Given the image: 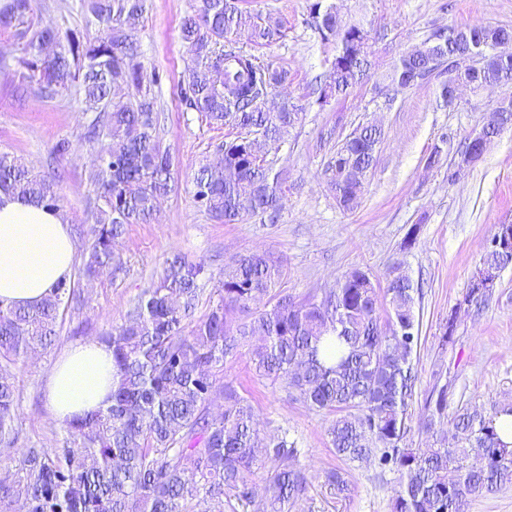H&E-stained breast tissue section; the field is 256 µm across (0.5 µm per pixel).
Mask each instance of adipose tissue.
Segmentation results:
<instances>
[{"label":"adipose tissue","mask_w":512,"mask_h":512,"mask_svg":"<svg viewBox=\"0 0 512 512\" xmlns=\"http://www.w3.org/2000/svg\"><path fill=\"white\" fill-rule=\"evenodd\" d=\"M75 243L63 215L0 195V299L39 303L68 279ZM112 394V352L104 344L69 347L47 381V407L58 424L106 406Z\"/></svg>","instance_id":"1"}]
</instances>
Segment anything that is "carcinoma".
<instances>
[{
    "mask_svg": "<svg viewBox=\"0 0 512 512\" xmlns=\"http://www.w3.org/2000/svg\"><path fill=\"white\" fill-rule=\"evenodd\" d=\"M81 7L98 27L92 40L35 30L31 0H0V24L25 26L13 62L30 90L47 100L72 92L81 98L88 115L81 139L94 153L98 184L88 201L92 223L71 228L83 247L76 277L30 308L0 300V455L15 461L0 474V512H247L259 478L269 512H298L311 477L297 442L286 433L263 441L251 398L224 379V364L243 355L269 386L330 416L329 447L347 466L367 464L379 481L397 475L390 512H469L472 501L512 486V443L499 429L512 404L462 406L450 415L453 385L440 369L422 407L428 444L408 442L421 330L419 289L403 264L390 269L384 289L354 268L334 288L292 295L276 289L283 262L260 251L225 261L217 303L199 316L203 263L181 254L167 259L123 322L99 337L112 349L111 405L68 422L54 448L17 447L13 371L60 338L81 309L82 281L127 272L118 242L129 225L152 223L175 186L174 159L128 26L151 0H81ZM309 10L321 40L336 38L328 77L313 89L323 105L368 77L373 38L361 25L342 24L327 0H311ZM282 28L243 0H198L180 27L189 58L182 99L209 124L238 131L215 145L219 160H202L192 181L196 203L224 224H273L288 193V168L260 161L255 145L279 148L301 121L302 107L280 91L288 70L225 48L239 40L263 48L282 38ZM459 33L487 44L512 36L482 25L434 31L385 75L388 101L418 84L431 50ZM381 138L379 126L360 125L329 158L324 176L342 209L358 204ZM0 195L61 209L58 181L4 150ZM510 261L512 253L490 249L482 258L500 270ZM266 296L275 299L271 307L252 309ZM325 484L344 498L353 492L336 470L326 472Z\"/></svg>",
    "mask_w": 512,
    "mask_h": 512,
    "instance_id": "1",
    "label": "carcinoma"
}]
</instances>
